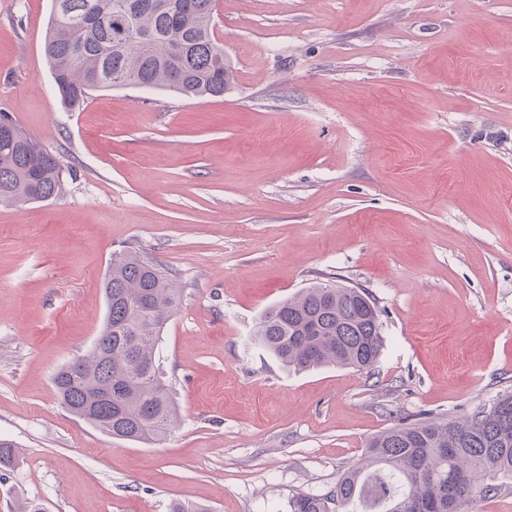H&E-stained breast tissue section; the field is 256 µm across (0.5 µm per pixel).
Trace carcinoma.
<instances>
[{"label":"carcinoma","mask_w":512,"mask_h":512,"mask_svg":"<svg viewBox=\"0 0 512 512\" xmlns=\"http://www.w3.org/2000/svg\"><path fill=\"white\" fill-rule=\"evenodd\" d=\"M44 53L65 108L95 90L132 86L187 97H221L233 81L213 35L215 0H51ZM59 158L0 113V205L59 197ZM107 313L88 354L53 377L60 403L93 427L112 418V437L161 441L177 412L156 350L180 306V288L137 252L112 256ZM256 340L296 371L369 369L384 344L380 313L363 290L318 283L265 310ZM21 456L0 439V470ZM512 476V394L465 419L400 422L371 437L364 463L324 494L299 493L291 512H464L497 495Z\"/></svg>","instance_id":"1"}]
</instances>
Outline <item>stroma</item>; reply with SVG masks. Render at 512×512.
<instances>
[{
	"mask_svg": "<svg viewBox=\"0 0 512 512\" xmlns=\"http://www.w3.org/2000/svg\"><path fill=\"white\" fill-rule=\"evenodd\" d=\"M51 0H0V112L73 177L0 207V512H289L405 420L512 393V0H216L221 97L118 87L76 111L43 46ZM182 303L157 358L179 423L107 436L52 377L106 315L113 254ZM315 283L381 310L369 370L283 368L261 313Z\"/></svg>",
	"mask_w": 512,
	"mask_h": 512,
	"instance_id": "35a3bbf8",
	"label": "stroma"
}]
</instances>
